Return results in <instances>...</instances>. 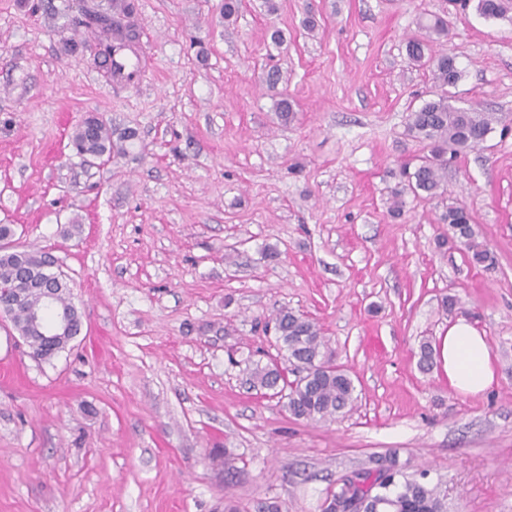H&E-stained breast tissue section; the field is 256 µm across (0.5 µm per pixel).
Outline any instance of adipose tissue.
<instances>
[{"mask_svg": "<svg viewBox=\"0 0 512 512\" xmlns=\"http://www.w3.org/2000/svg\"><path fill=\"white\" fill-rule=\"evenodd\" d=\"M439 356L449 387L462 395H479L494 381L486 338L467 319L451 324L439 341Z\"/></svg>", "mask_w": 512, "mask_h": 512, "instance_id": "obj_1", "label": "adipose tissue"}]
</instances>
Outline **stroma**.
<instances>
[{"label":"stroma","mask_w":512,"mask_h":512,"mask_svg":"<svg viewBox=\"0 0 512 512\" xmlns=\"http://www.w3.org/2000/svg\"><path fill=\"white\" fill-rule=\"evenodd\" d=\"M110 2L0 0V224L59 260L83 323L43 362L0 316V512H322L388 453L448 512H512V134L458 158L446 197L390 213L426 151L407 117L437 92L406 54L419 21H448L453 104L509 114L512 26L448 0H239L228 19L222 0H135L153 68L118 88L74 24ZM90 115L136 133L100 168L70 147ZM451 201L492 267L441 223ZM284 308L353 379L345 416L298 419L250 385ZM459 318L494 362L479 396L418 366Z\"/></svg>","instance_id":"stroma-1"}]
</instances>
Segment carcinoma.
Returning <instances> with one entry per match:
<instances>
[{
  "label": "carcinoma",
  "mask_w": 512,
  "mask_h": 512,
  "mask_svg": "<svg viewBox=\"0 0 512 512\" xmlns=\"http://www.w3.org/2000/svg\"><path fill=\"white\" fill-rule=\"evenodd\" d=\"M464 9L472 6L489 20L512 24V0H460ZM135 4L124 0L119 12H102L87 6L80 24L99 33L98 44L112 51L114 44L124 45L131 38L130 25L124 21L134 14ZM420 34L410 37L406 52L410 60L428 67L441 94L426 100L408 115L407 132L428 147L413 166L400 169V188L394 191L393 209L400 210L401 197L406 193L428 199L447 193L448 163L475 149L495 127L501 133L512 129V116L503 112L456 107L451 103L449 89L463 77L457 56L434 50L435 43L448 36L445 21L435 16L419 23ZM112 128L106 121L91 116L72 135L71 143L81 158L112 156ZM449 226L453 239L468 252L474 265L489 267L494 257L488 245L478 240L471 215L465 205L452 203L441 215ZM53 259L42 249L21 251L4 249L0 252V305L9 308L14 329L25 340L34 358L49 361L70 346L69 336H50L44 324L55 314L44 312L43 294L31 287L27 270L40 268ZM56 307L67 310L74 325L81 326V314L72 301L68 288L57 290ZM275 331L284 351L283 362H273L255 368L250 381L265 389L288 391V411L296 418L312 422L334 420L349 412L355 401L356 387L348 374L332 361L328 343L311 320L283 309L275 318ZM294 379H288V375ZM377 467L346 477L327 497L342 508V512H447L445 497L439 487L426 482L427 473L407 478L398 468L395 456L380 457Z\"/></svg>",
  "instance_id": "carcinoma-1"
}]
</instances>
